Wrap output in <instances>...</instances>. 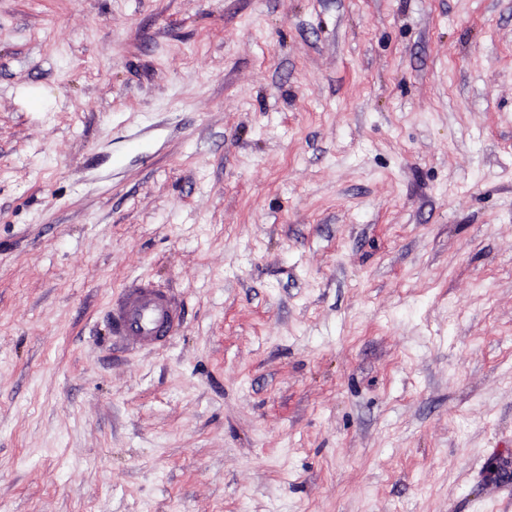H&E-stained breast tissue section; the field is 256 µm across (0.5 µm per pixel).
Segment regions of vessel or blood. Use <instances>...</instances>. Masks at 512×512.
<instances>
[{
    "label": "vessel or blood",
    "mask_w": 512,
    "mask_h": 512,
    "mask_svg": "<svg viewBox=\"0 0 512 512\" xmlns=\"http://www.w3.org/2000/svg\"><path fill=\"white\" fill-rule=\"evenodd\" d=\"M113 337L132 350L166 347L184 318L180 299L142 279L127 282L108 312Z\"/></svg>",
    "instance_id": "vessel-or-blood-1"
}]
</instances>
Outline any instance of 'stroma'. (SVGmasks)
Returning <instances> with one entry per match:
<instances>
[{"instance_id":"stroma-1","label":"stroma","mask_w":512,"mask_h":512,"mask_svg":"<svg viewBox=\"0 0 512 512\" xmlns=\"http://www.w3.org/2000/svg\"><path fill=\"white\" fill-rule=\"evenodd\" d=\"M0 512H512V0H0ZM112 336L132 350L166 347L184 318L180 299L143 279L127 282L107 312Z\"/></svg>"}]
</instances>
